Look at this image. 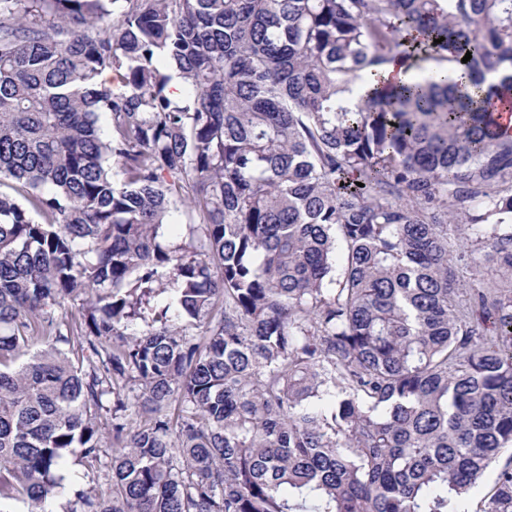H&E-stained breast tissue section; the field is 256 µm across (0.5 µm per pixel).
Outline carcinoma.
Segmentation results:
<instances>
[{"label": "carcinoma", "instance_id": "carcinoma-1", "mask_svg": "<svg viewBox=\"0 0 512 512\" xmlns=\"http://www.w3.org/2000/svg\"><path fill=\"white\" fill-rule=\"evenodd\" d=\"M511 95L512 0H0V506L53 512L79 448L68 512H471L512 452Z\"/></svg>", "mask_w": 512, "mask_h": 512}]
</instances>
